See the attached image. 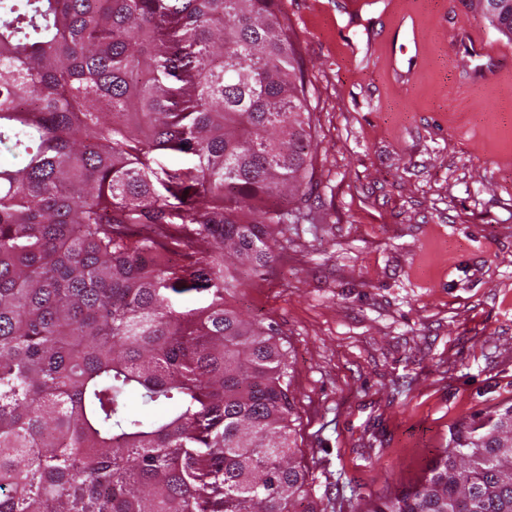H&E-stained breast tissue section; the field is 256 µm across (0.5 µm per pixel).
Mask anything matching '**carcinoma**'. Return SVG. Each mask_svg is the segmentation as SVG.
<instances>
[{
  "mask_svg": "<svg viewBox=\"0 0 512 512\" xmlns=\"http://www.w3.org/2000/svg\"><path fill=\"white\" fill-rule=\"evenodd\" d=\"M312 159L278 0H0V512H322L288 353L227 300ZM510 420L365 512H512Z\"/></svg>",
  "mask_w": 512,
  "mask_h": 512,
  "instance_id": "cac0c4a2",
  "label": "carcinoma"
}]
</instances>
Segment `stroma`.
I'll use <instances>...</instances> for the list:
<instances>
[{
	"label": "stroma",
	"mask_w": 512,
	"mask_h": 512,
	"mask_svg": "<svg viewBox=\"0 0 512 512\" xmlns=\"http://www.w3.org/2000/svg\"><path fill=\"white\" fill-rule=\"evenodd\" d=\"M312 117L313 208L231 304L288 353L294 440L324 512L414 485L449 428L512 400V81L458 66L471 0H279ZM426 51L401 86L403 14Z\"/></svg>",
	"instance_id": "35a3bbf8"
}]
</instances>
